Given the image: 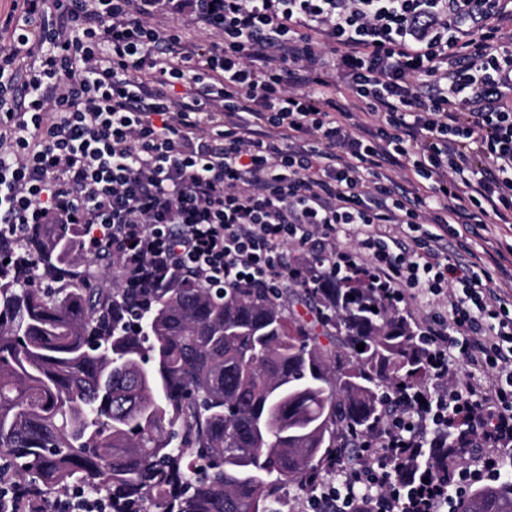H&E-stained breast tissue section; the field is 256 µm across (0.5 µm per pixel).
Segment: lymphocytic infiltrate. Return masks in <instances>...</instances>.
I'll use <instances>...</instances> for the list:
<instances>
[{"instance_id":"obj_1","label":"lymphocytic infiltrate","mask_w":512,"mask_h":512,"mask_svg":"<svg viewBox=\"0 0 512 512\" xmlns=\"http://www.w3.org/2000/svg\"><path fill=\"white\" fill-rule=\"evenodd\" d=\"M206 29L187 44L183 23ZM0 29V254L72 224L114 279L277 288L294 245L402 306L429 385L302 512H452L512 451V245L446 233L512 223V0H15ZM344 82L351 104L337 99ZM428 190L399 188L386 165ZM352 238L355 253L337 250ZM443 448L439 469L421 449ZM0 512H113L0 474Z\"/></svg>"}]
</instances>
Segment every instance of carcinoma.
<instances>
[{
  "instance_id": "1",
  "label": "carcinoma",
  "mask_w": 512,
  "mask_h": 512,
  "mask_svg": "<svg viewBox=\"0 0 512 512\" xmlns=\"http://www.w3.org/2000/svg\"><path fill=\"white\" fill-rule=\"evenodd\" d=\"M73 232L19 244L41 285L0 266V471L22 487L82 484L127 512H284L288 486L387 422L383 389L429 379L412 326L362 271L303 272L286 302L182 277L143 294L94 285L112 259L85 257ZM454 512H512V482Z\"/></svg>"
}]
</instances>
